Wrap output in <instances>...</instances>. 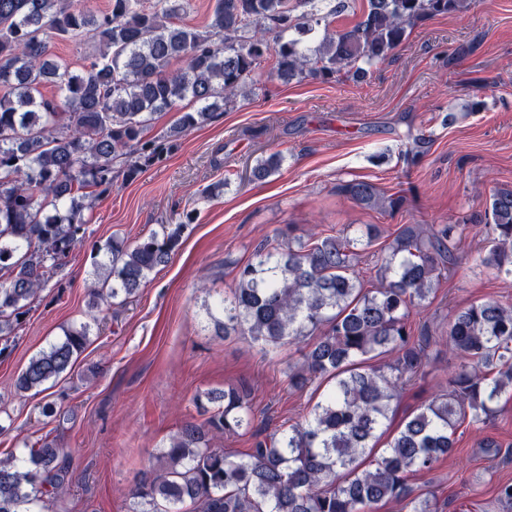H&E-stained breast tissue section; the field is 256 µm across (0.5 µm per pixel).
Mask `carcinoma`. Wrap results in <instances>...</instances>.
Returning a JSON list of instances; mask_svg holds the SVG:
<instances>
[{"label":"carcinoma","instance_id":"1","mask_svg":"<svg viewBox=\"0 0 512 512\" xmlns=\"http://www.w3.org/2000/svg\"><path fill=\"white\" fill-rule=\"evenodd\" d=\"M215 0L202 29L176 23L185 0H111L99 15L92 0H0V357L29 305L46 287L92 220L90 187L112 185V164L160 154L144 140L150 117L183 112L169 137L209 121L268 77L361 79L388 59L419 21L468 9L471 0H366L361 19L335 30L346 0ZM324 34L315 47L309 35ZM98 44L78 73L51 59L54 38ZM181 67L172 70V62ZM56 86L65 110L44 97ZM189 101L193 110L182 111ZM279 153L257 162L252 176L278 172ZM367 208H394L368 181L342 187ZM491 245L481 265L512 276V187L495 190L483 218ZM184 225L161 224L133 244L95 248L90 321L32 357L18 375L20 392L71 372L89 344L100 305L134 295L179 248ZM458 224H406L377 257V288L355 270L358 240L317 236L308 242L260 245L238 267L236 284L210 314L215 333L277 348L306 342L288 384L328 385L301 424L278 430L241 458L217 448L218 434L251 427L250 391L229 386L205 393L216 410L187 423L161 454L165 466L143 473L130 512H371L386 500H410V512H434L413 496L410 472H425L455 445L457 423L483 425L491 404L512 393V306L493 299L457 311L439 336H414L412 312L429 302L443 272L461 261ZM445 344L459 358L448 389L408 417L387 443L376 444L399 391L423 367L425 350ZM381 355L391 361L372 365ZM70 488L65 451L45 440L21 462L0 460V512H28Z\"/></svg>","mask_w":512,"mask_h":512}]
</instances>
